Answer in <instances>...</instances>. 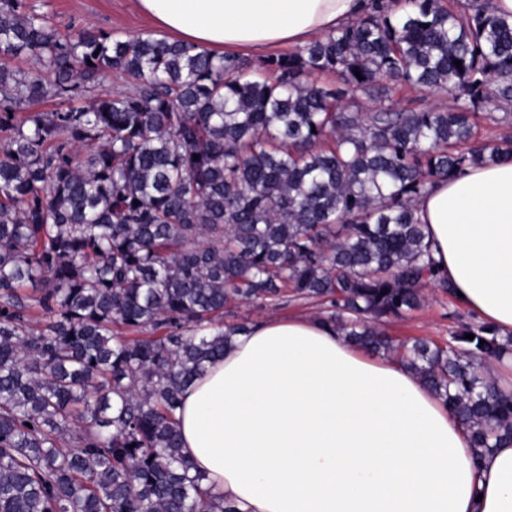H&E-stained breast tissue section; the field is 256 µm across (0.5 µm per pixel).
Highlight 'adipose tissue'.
I'll use <instances>...</instances> for the list:
<instances>
[{
    "instance_id": "1",
    "label": "adipose tissue",
    "mask_w": 512,
    "mask_h": 512,
    "mask_svg": "<svg viewBox=\"0 0 512 512\" xmlns=\"http://www.w3.org/2000/svg\"><path fill=\"white\" fill-rule=\"evenodd\" d=\"M156 30L214 54L303 46L364 0H136ZM439 275L512 334V159L470 166L414 202ZM182 452L237 512H512V445L482 454L395 357L324 318L268 317L184 392Z\"/></svg>"
}]
</instances>
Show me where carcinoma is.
I'll return each mask as SVG.
<instances>
[{
  "mask_svg": "<svg viewBox=\"0 0 512 512\" xmlns=\"http://www.w3.org/2000/svg\"><path fill=\"white\" fill-rule=\"evenodd\" d=\"M23 57L42 69L10 68ZM261 69L152 33L65 39L0 0V512H237L182 454L176 412L248 330L224 311L289 291L414 369L474 447L512 444V392L480 371L505 351L497 329L405 345L377 327L448 289L413 201L512 158L508 134L477 142L512 122L485 111L512 103V18L489 0H367ZM114 71L137 82L114 94ZM396 87L453 105L402 109ZM374 92L376 111H345Z\"/></svg>",
  "mask_w": 512,
  "mask_h": 512,
  "instance_id": "carcinoma-1",
  "label": "carcinoma"
}]
</instances>
